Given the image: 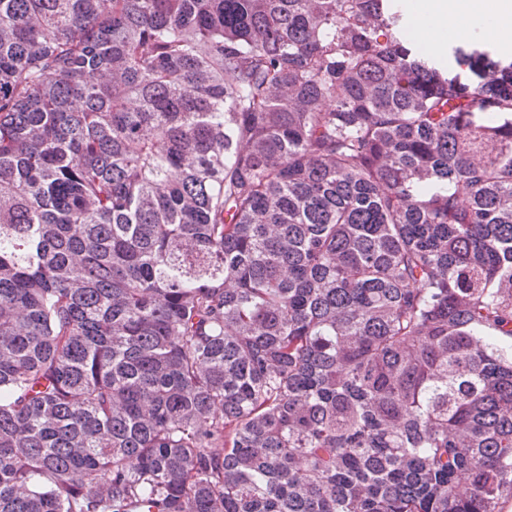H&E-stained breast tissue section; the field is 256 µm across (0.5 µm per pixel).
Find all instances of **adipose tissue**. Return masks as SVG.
<instances>
[{
    "label": "adipose tissue",
    "mask_w": 512,
    "mask_h": 512,
    "mask_svg": "<svg viewBox=\"0 0 512 512\" xmlns=\"http://www.w3.org/2000/svg\"><path fill=\"white\" fill-rule=\"evenodd\" d=\"M458 15L484 39L512 30V0H424L416 13L415 28L430 46L438 47L449 19Z\"/></svg>",
    "instance_id": "adipose-tissue-1"
}]
</instances>
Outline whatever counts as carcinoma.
Returning <instances> with one entry per match:
<instances>
[{"label": "carcinoma", "instance_id": "cac0c4a2", "mask_svg": "<svg viewBox=\"0 0 512 512\" xmlns=\"http://www.w3.org/2000/svg\"><path fill=\"white\" fill-rule=\"evenodd\" d=\"M400 0H0V512H499L512 52Z\"/></svg>", "mask_w": 512, "mask_h": 512}]
</instances>
